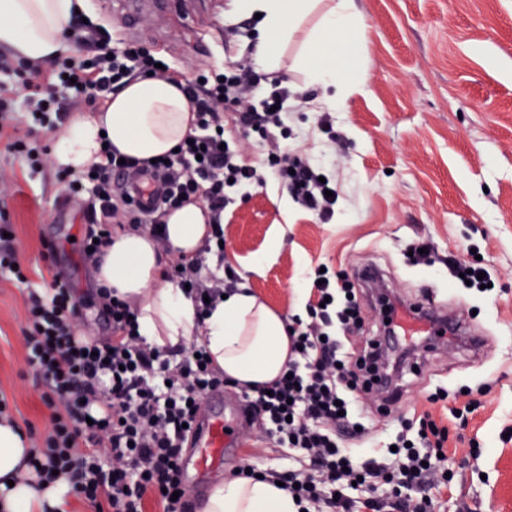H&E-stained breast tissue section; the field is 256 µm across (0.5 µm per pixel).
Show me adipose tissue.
<instances>
[{
  "label": "adipose tissue",
  "mask_w": 512,
  "mask_h": 512,
  "mask_svg": "<svg viewBox=\"0 0 512 512\" xmlns=\"http://www.w3.org/2000/svg\"><path fill=\"white\" fill-rule=\"evenodd\" d=\"M87 0H0V47L18 56L45 61L75 52L67 37L73 9H86ZM319 20L311 31L298 66L308 83L319 85L329 106L342 102L355 86L352 74L362 67L359 48L343 56L317 55L319 45L335 44L356 23L353 0H230L227 18L252 17L248 38L256 68L273 67L292 35L311 14ZM185 79L135 77L112 93L96 112H80L56 139L54 167L76 174L102 160L103 140L122 154L143 159L163 156L189 135L198 134L195 115L184 87ZM162 222L167 239L150 232L115 235L103 262L94 267L96 283L108 284L138 311L139 334L159 348L185 345L197 337L225 376L243 385H266L284 372L291 355L285 319L265 301L240 287L228 292L205 319H198L190 296L165 277L170 261L194 260L210 224L207 209L197 201L167 211ZM31 442L8 417H0V512H65L68 486L57 481L38 489L26 455ZM200 512H298L287 490L274 482L234 478L214 484Z\"/></svg>",
  "instance_id": "adipose-tissue-1"
}]
</instances>
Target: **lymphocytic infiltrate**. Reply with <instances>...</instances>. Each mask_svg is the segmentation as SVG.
<instances>
[{
    "label": "lymphocytic infiltrate",
    "instance_id": "1",
    "mask_svg": "<svg viewBox=\"0 0 512 512\" xmlns=\"http://www.w3.org/2000/svg\"><path fill=\"white\" fill-rule=\"evenodd\" d=\"M70 35L77 54L47 68L0 58V140H7L34 169L50 164L48 150L36 146L37 131L53 128L58 98L76 109L104 102L140 74L167 80L176 76L171 67H159L158 53L141 44L112 49L110 34L82 18L73 19ZM263 79L252 68L234 65L187 82L185 92L200 133L168 160L147 165L124 160L110 146L90 171H58L67 194L89 195L84 262L95 260L93 245H106L113 226L154 231L162 225L156 207L143 206L123 185L113 184L116 175L160 181L165 208L193 198L209 210L212 235L202 256L177 262L167 273L178 286L188 287L202 317L223 294V279L204 282L199 270L203 255L224 254L221 216L232 187L260 184L271 176L322 221L332 219L335 181L324 180L321 165L272 142L274 135L288 133L287 90L272 81L259 106L236 109L241 99L253 97ZM21 111L30 119L24 130L17 118ZM227 111L233 112L236 126L270 142L261 165L241 163L225 148ZM313 289L317 301L309 307L310 323L290 328L296 353L287 376L249 399L260 430L307 461L302 469L271 471V478L292 489L301 512H435L438 496L452 480L440 456L448 440L446 427L427 415L415 427L403 422L394 450L384 454L339 446L338 435L356 432L359 394L380 379L379 343L369 341L356 356L343 350V337L363 329L362 304L352 282L325 272ZM96 296L112 328L111 338L100 342L79 331L69 279L52 275L46 293H30L25 303L26 360L51 411L46 436L32 440L29 463L39 483L66 480L71 494L94 512H143L149 495L158 498L163 512H189L181 478L183 447L205 395L223 389L228 380L203 347L178 353L148 347L130 306L114 290L101 285Z\"/></svg>",
    "mask_w": 512,
    "mask_h": 512
}]
</instances>
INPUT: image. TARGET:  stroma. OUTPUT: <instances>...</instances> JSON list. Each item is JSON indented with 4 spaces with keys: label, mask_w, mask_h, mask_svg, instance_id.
<instances>
[{
    "label": "stroma",
    "mask_w": 512,
    "mask_h": 512,
    "mask_svg": "<svg viewBox=\"0 0 512 512\" xmlns=\"http://www.w3.org/2000/svg\"><path fill=\"white\" fill-rule=\"evenodd\" d=\"M227 0H169L141 6L134 18L140 42L160 52L188 79L251 64L232 31L251 27L225 20ZM365 66L358 90L343 103H322L295 66L298 43L287 46L268 75L302 86L293 104L286 144L324 165L339 193L336 214L322 222L296 203L274 178L232 191L224 210V258H205L202 277L233 269L240 285L284 318L305 316L316 297L318 266L354 278L379 269L395 296L429 298L463 312L484 334L478 353L439 339L420 372L382 412L371 398L359 404L363 439L347 448H380L393 441L399 417L430 414L447 426L453 487L437 512H512V0H354ZM13 183L7 200L23 266V286L0 274V391L16 421L46 431L48 411L33 389L22 347L21 312L29 290H41L45 241L57 246L55 269L77 289L85 336L111 338L87 264L80 260L85 201L66 196L51 168L31 170L0 143V171ZM430 241L437 254L480 260L491 290L448 285V269L412 262L409 247ZM456 404L433 401L438 391ZM476 402L466 427L451 407ZM244 402L228 387L205 406L231 432L224 464L209 480L229 479L250 463L287 468V448L260 438L238 420Z\"/></svg>",
    "instance_id": "obj_1"
}]
</instances>
